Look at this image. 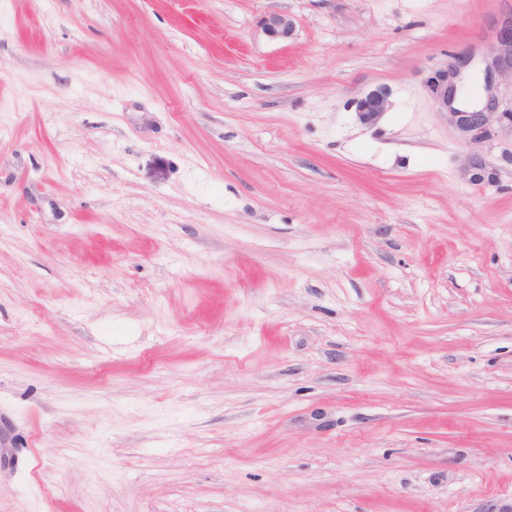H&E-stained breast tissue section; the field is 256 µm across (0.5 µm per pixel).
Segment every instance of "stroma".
<instances>
[{"label": "stroma", "instance_id": "obj_1", "mask_svg": "<svg viewBox=\"0 0 512 512\" xmlns=\"http://www.w3.org/2000/svg\"><path fill=\"white\" fill-rule=\"evenodd\" d=\"M510 20L0 0V512L512 505V128L426 87ZM259 23L265 36L271 40H287L294 31L293 20L288 14L282 12L267 13ZM386 101L384 90H372L357 103V112H361L364 120H374L385 111Z\"/></svg>", "mask_w": 512, "mask_h": 512}]
</instances>
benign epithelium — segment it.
Instances as JSON below:
<instances>
[{"label":"benign epithelium","instance_id":"7a95c632","mask_svg":"<svg viewBox=\"0 0 512 512\" xmlns=\"http://www.w3.org/2000/svg\"><path fill=\"white\" fill-rule=\"evenodd\" d=\"M260 27L271 40L284 41L294 31V22L282 12H269L260 19ZM486 101L482 108L468 111L455 108L452 103L456 94L454 78L460 73L463 62L438 70L427 79L428 90L437 108L446 113L448 121L457 128L464 140L471 142L486 137L492 122L506 119L512 123V112H497L496 95L492 76L505 70H512V23L506 25L497 38V48L484 58ZM387 96L384 90L370 91L357 103V111L366 120H374L385 111Z\"/></svg>","mask_w":512,"mask_h":512}]
</instances>
